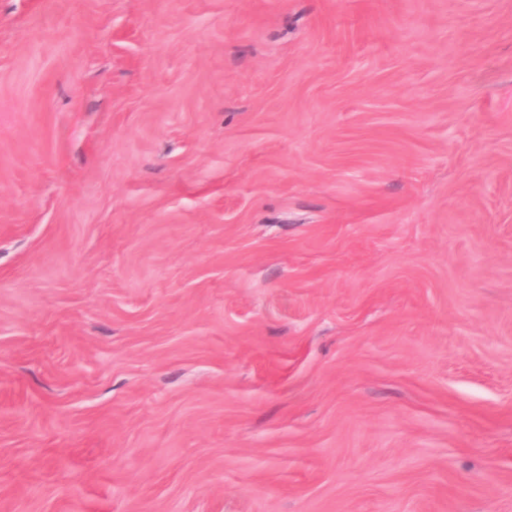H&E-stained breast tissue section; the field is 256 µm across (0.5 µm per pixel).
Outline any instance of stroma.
Wrapping results in <instances>:
<instances>
[{"label":"stroma","mask_w":512,"mask_h":512,"mask_svg":"<svg viewBox=\"0 0 512 512\" xmlns=\"http://www.w3.org/2000/svg\"><path fill=\"white\" fill-rule=\"evenodd\" d=\"M0 512H512V0H0Z\"/></svg>","instance_id":"1"}]
</instances>
